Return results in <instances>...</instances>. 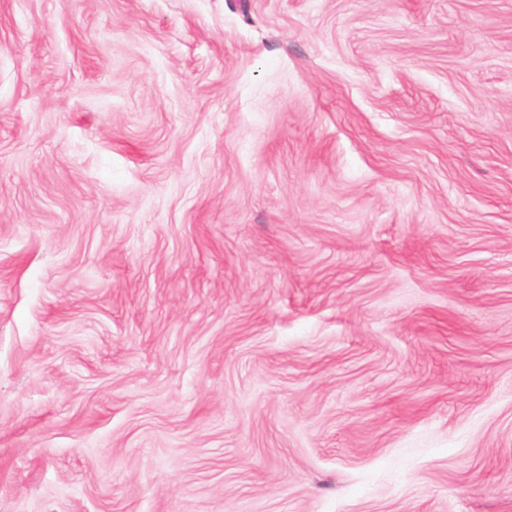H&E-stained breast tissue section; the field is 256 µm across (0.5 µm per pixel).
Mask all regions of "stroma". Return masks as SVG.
I'll return each instance as SVG.
<instances>
[{
  "label": "stroma",
  "instance_id": "35a3bbf8",
  "mask_svg": "<svg viewBox=\"0 0 512 512\" xmlns=\"http://www.w3.org/2000/svg\"><path fill=\"white\" fill-rule=\"evenodd\" d=\"M0 512H512V0H0Z\"/></svg>",
  "mask_w": 512,
  "mask_h": 512
}]
</instances>
